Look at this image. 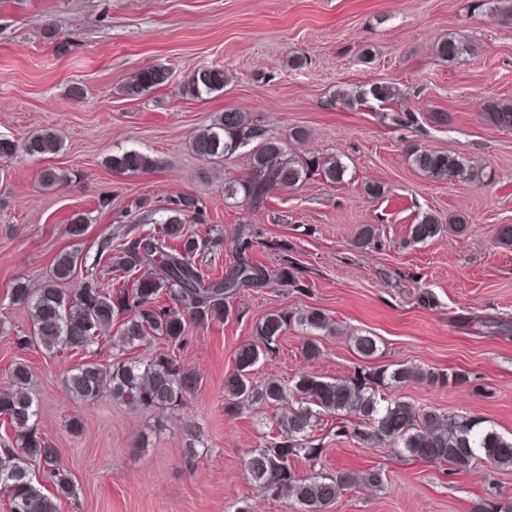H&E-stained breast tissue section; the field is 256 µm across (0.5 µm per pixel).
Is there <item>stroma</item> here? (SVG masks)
Returning <instances> with one entry per match:
<instances>
[{
  "instance_id": "1",
  "label": "stroma",
  "mask_w": 512,
  "mask_h": 512,
  "mask_svg": "<svg viewBox=\"0 0 512 512\" xmlns=\"http://www.w3.org/2000/svg\"><path fill=\"white\" fill-rule=\"evenodd\" d=\"M482 0H0V135L24 141L44 129L63 148L25 152L0 165V389L16 363L33 374L38 425L57 448L74 494L57 512H290L257 492L246 460L278 416L275 408L224 410V379L235 353L270 312L316 309L331 323L318 332L322 354L304 358L298 328L280 340L276 357L253 375L292 383L302 373L347 378L366 362L353 339L370 335L371 362L425 371L465 373L463 384L421 382L395 397L484 419L512 434V334L497 335L484 317L512 321V246L500 225L512 224V130L483 116L492 98L512 103V19L487 14ZM470 49L454 61L435 47L448 36ZM370 61H363V51ZM304 57L303 67L289 63ZM166 69L167 83L132 99L124 85L138 70ZM221 68L223 91L197 99L181 88L193 71ZM384 83L398 99L350 108L332 104L340 89ZM408 108L415 124L396 120ZM227 110L245 113L268 136L299 155L340 158L339 184L314 175L300 187L271 193L263 208L225 200L224 181L244 177L256 142L234 155L205 161L191 149L194 132ZM307 131L294 142V129ZM468 161V182L424 176L410 164L412 148ZM136 150L146 171H116L109 156ZM53 167L67 180L43 188ZM381 188L366 194L367 185ZM191 194L205 206L206 225L220 245L200 257L207 271L233 263L236 239L248 232L251 258L268 269L297 261L299 284L244 288L227 319L190 330L184 344L162 342L135 351L146 360L172 351L199 384L176 412L130 406L105 396L91 404L65 388L79 355L52 356L14 338L30 325L13 304L17 282L38 287L62 252L80 255L70 287L89 273L104 242L120 246L121 215L133 202ZM86 219L80 238L68 233L73 214ZM442 232L410 244L422 214ZM465 217L466 232L448 223ZM377 229L376 245L358 248L362 225ZM323 452L317 465L295 458L302 475L381 469L383 489L343 492L328 512H471L473 503L512 495V468L480 462L456 471L414 460L389 447L367 448L337 435L336 420L316 426ZM204 450L187 463L190 437Z\"/></svg>"
}]
</instances>
